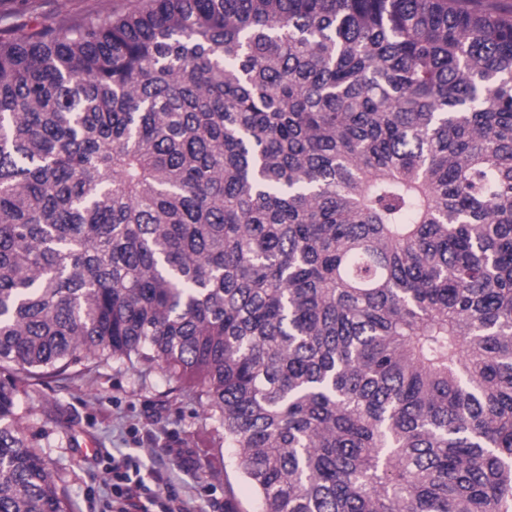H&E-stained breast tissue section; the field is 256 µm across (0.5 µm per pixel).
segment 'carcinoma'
Masks as SVG:
<instances>
[{"label": "carcinoma", "mask_w": 512, "mask_h": 512, "mask_svg": "<svg viewBox=\"0 0 512 512\" xmlns=\"http://www.w3.org/2000/svg\"><path fill=\"white\" fill-rule=\"evenodd\" d=\"M194 389L258 512H512V7L137 0L0 34V512L26 387Z\"/></svg>", "instance_id": "obj_1"}]
</instances>
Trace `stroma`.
<instances>
[{
    "instance_id": "obj_1",
    "label": "stroma",
    "mask_w": 512,
    "mask_h": 512,
    "mask_svg": "<svg viewBox=\"0 0 512 512\" xmlns=\"http://www.w3.org/2000/svg\"><path fill=\"white\" fill-rule=\"evenodd\" d=\"M131 0H0V29L20 33L46 19L75 20ZM21 406L28 435L38 436L68 490L71 512H112V460L127 456L164 498L196 512H256V493L237 469L233 449L218 446L215 420L204 418L191 387L138 364L88 362L62 382L39 384ZM182 449L185 458L169 451Z\"/></svg>"
}]
</instances>
